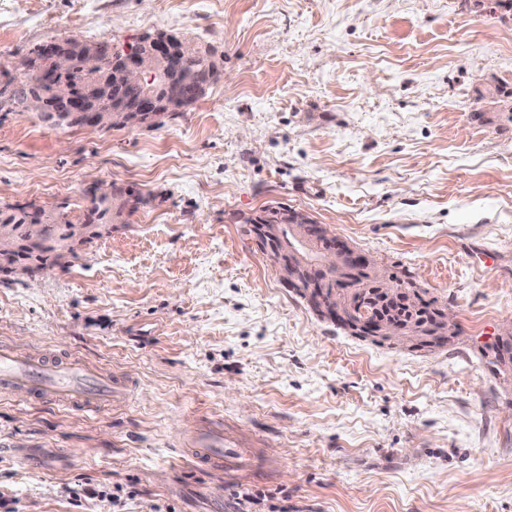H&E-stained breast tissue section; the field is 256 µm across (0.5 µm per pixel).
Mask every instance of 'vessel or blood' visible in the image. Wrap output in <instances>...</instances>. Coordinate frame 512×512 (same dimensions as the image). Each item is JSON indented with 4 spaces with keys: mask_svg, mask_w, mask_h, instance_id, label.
<instances>
[{
    "mask_svg": "<svg viewBox=\"0 0 512 512\" xmlns=\"http://www.w3.org/2000/svg\"><path fill=\"white\" fill-rule=\"evenodd\" d=\"M128 383L112 371L81 357L30 355L0 343V393L28 395L63 407L94 411L112 396L129 393ZM181 453L204 471L221 472L249 456L246 448L224 445V430L210 423L179 443Z\"/></svg>",
    "mask_w": 512,
    "mask_h": 512,
    "instance_id": "b4317fda",
    "label": "vessel or blood"
}]
</instances>
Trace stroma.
<instances>
[{"label":"stroma","mask_w":512,"mask_h":512,"mask_svg":"<svg viewBox=\"0 0 512 512\" xmlns=\"http://www.w3.org/2000/svg\"><path fill=\"white\" fill-rule=\"evenodd\" d=\"M175 33L221 72L163 125L0 109V207L151 194L64 266L0 275V340L133 385L94 413L0 396V512H512V11L473 0H0V82L58 37ZM308 213L461 327L420 354L283 288L246 217ZM245 478L175 454L202 422ZM262 492L245 506L238 487ZM504 348H507L505 352ZM484 356L491 357L488 363L495 376H502L506 381L509 375L512 378V333L499 336L492 346V351L487 355L485 353Z\"/></svg>","instance_id":"stroma-1"}]
</instances>
